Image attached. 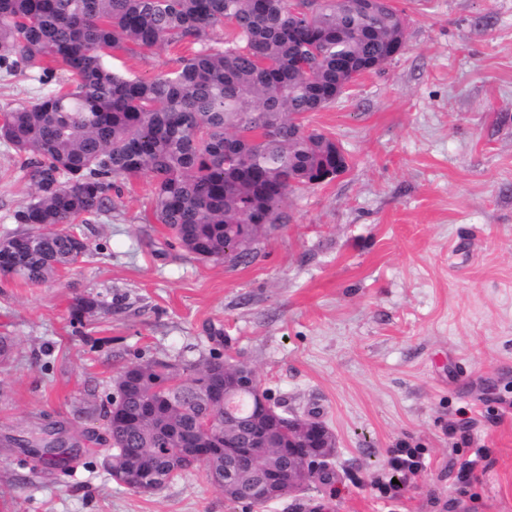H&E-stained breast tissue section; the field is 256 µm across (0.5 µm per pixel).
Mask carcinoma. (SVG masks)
<instances>
[{"label": "carcinoma", "instance_id": "1", "mask_svg": "<svg viewBox=\"0 0 512 512\" xmlns=\"http://www.w3.org/2000/svg\"><path fill=\"white\" fill-rule=\"evenodd\" d=\"M356 0H318L298 16L291 0H0V69L10 73L45 59L66 82L36 102L3 113L0 140L23 157L31 200L16 214L27 228L7 237L0 275L47 283L82 261L87 245L60 230L107 209L119 177L153 183V214L179 246L201 260L248 263L252 244L285 220L288 191L317 185L336 170V143L301 118L335 103L352 79L379 71L405 48L399 8L363 11ZM230 23L224 48L213 32ZM198 45L170 73L131 79L107 58L134 46ZM97 303L79 297L80 321ZM210 361L181 362L186 382L170 389L166 361L124 368L116 379L127 419L104 410L114 455L194 466L189 441L167 429L210 405L248 417L251 393L209 404ZM145 377L125 386L132 369ZM147 402L157 404L145 414ZM199 462L224 490V429L210 435Z\"/></svg>", "mask_w": 512, "mask_h": 512}]
</instances>
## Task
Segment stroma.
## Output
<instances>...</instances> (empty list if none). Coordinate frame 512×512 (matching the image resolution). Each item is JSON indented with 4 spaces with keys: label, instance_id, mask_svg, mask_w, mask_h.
<instances>
[{
    "label": "stroma",
    "instance_id": "35a3bbf8",
    "mask_svg": "<svg viewBox=\"0 0 512 512\" xmlns=\"http://www.w3.org/2000/svg\"><path fill=\"white\" fill-rule=\"evenodd\" d=\"M406 48L303 117L344 174L290 192L247 264L200 260L152 216L149 178L73 226L83 262L52 282L0 277V512H512V0H395ZM193 45L114 53L152 79ZM58 85L0 70V113ZM34 190L0 142V237ZM99 303L73 322L76 297ZM231 354L282 411L336 437L328 484L255 507L197 467L151 493L115 483L104 420L126 366ZM58 429L49 467L24 439ZM425 466L389 496L390 449ZM484 458L466 473L476 452Z\"/></svg>",
    "mask_w": 512,
    "mask_h": 512
}]
</instances>
